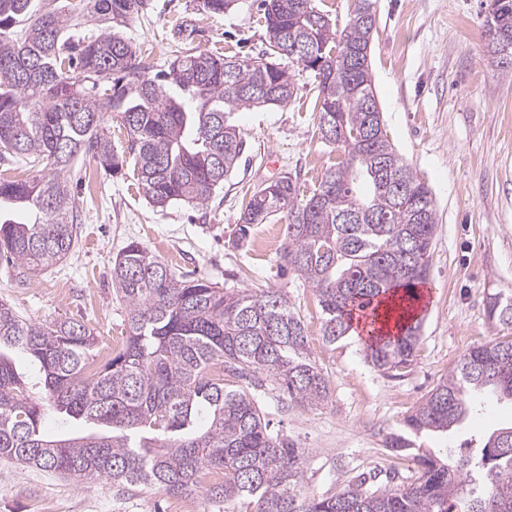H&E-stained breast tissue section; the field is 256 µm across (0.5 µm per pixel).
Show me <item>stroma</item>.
Masks as SVG:
<instances>
[{"instance_id":"35a3bbf8","label":"stroma","mask_w":512,"mask_h":512,"mask_svg":"<svg viewBox=\"0 0 512 512\" xmlns=\"http://www.w3.org/2000/svg\"><path fill=\"white\" fill-rule=\"evenodd\" d=\"M258 3L234 0L213 15L201 0H149L121 33L155 71L182 52L252 57L266 47ZM489 4L374 0L371 66L388 137L429 188L437 211L420 344L408 367L377 370L364 343L350 335L325 341L314 288L279 268L284 216L239 236L238 219L253 192L286 173L311 190L334 160L318 135L310 74L296 62L289 65L298 87L291 102L234 114L248 159L207 205L157 208L132 168L111 175L95 163H75L68 172L79 214L73 251L44 271L0 262V300L32 322L74 318L100 342L123 341L125 307L112 287V264L135 240L175 272L192 271L226 288L287 293L305 323L312 359L330 378L331 395L300 407L269 386L256 399L276 429L310 450L308 492H336L360 474L397 485L416 471L418 450L443 457L465 442L481 444L512 425V402L487 398L482 412L459 428L420 436L410 450L390 451L383 437L399 430L470 348L512 334L485 311L489 295L512 298V76L488 49ZM47 504L57 512H224L223 504L199 494L120 491L106 480L75 483L0 460V512H39Z\"/></svg>"}]
</instances>
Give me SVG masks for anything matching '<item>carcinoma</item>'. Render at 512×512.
Listing matches in <instances>:
<instances>
[{"mask_svg":"<svg viewBox=\"0 0 512 512\" xmlns=\"http://www.w3.org/2000/svg\"><path fill=\"white\" fill-rule=\"evenodd\" d=\"M54 0H0V258L28 270L65 258L77 238V211L66 173L79 155L119 173L134 162L137 181L155 207L205 205L235 169L246 144L226 115L282 105L297 94L289 69L267 54L235 60L217 53L176 57L151 72L115 29L145 0H89L96 32ZM485 19L512 31V0H496ZM268 49L307 44L304 64L318 89L321 140L336 161L309 194L285 174L253 193L239 218L251 226L286 214L281 267L310 283L334 342L363 310L397 295L396 333L370 344L368 359L385 372L416 353L421 320L416 286L427 280L437 217L431 192L403 162L385 131L370 67L376 24L371 0H359L337 31L314 0H260ZM112 83L101 82L103 78ZM115 112L128 135L125 157L100 131ZM43 167L41 179L5 175ZM29 214L26 223L13 218ZM112 285L125 303L123 347L97 367L98 337L80 322L33 323L0 301V459L76 482L105 479L127 489L149 486L170 495L201 493L228 509L254 512H512V426L494 431L472 455L453 463L417 458L415 478L391 489L366 480L312 495L303 487L310 452L273 426L250 388L268 381L300 406L326 402L330 381L311 359L307 331L288 295L221 288L178 274L132 241L112 265ZM488 318L512 326V300L494 298ZM20 351L39 372L54 410L100 431L49 435L44 405L8 355ZM490 393L512 401V339L469 349L459 365L389 433L385 447L412 448L409 435L450 432Z\"/></svg>","mask_w":512,"mask_h":512,"instance_id":"obj_1","label":"carcinoma"}]
</instances>
